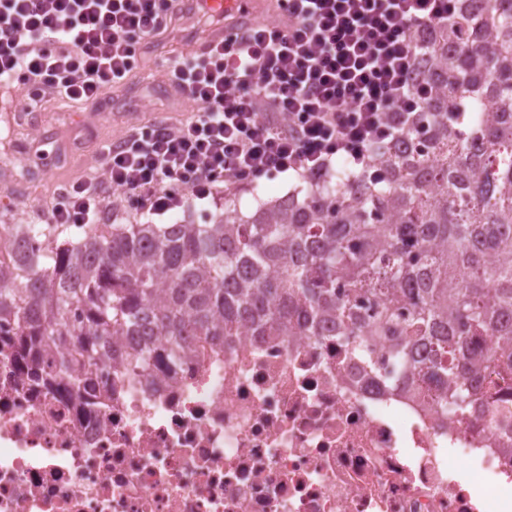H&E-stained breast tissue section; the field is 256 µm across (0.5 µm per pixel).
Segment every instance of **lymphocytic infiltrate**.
Listing matches in <instances>:
<instances>
[{
    "mask_svg": "<svg viewBox=\"0 0 512 512\" xmlns=\"http://www.w3.org/2000/svg\"><path fill=\"white\" fill-rule=\"evenodd\" d=\"M205 52L168 58L191 106L104 145L102 173L64 186L46 224H96L106 194L162 215L271 175L323 177L334 159L370 170L371 150L420 116L431 88L413 35L454 0H277ZM172 0H0V88L34 111L47 97L103 106L167 32Z\"/></svg>",
    "mask_w": 512,
    "mask_h": 512,
    "instance_id": "lymphocytic-infiltrate-1",
    "label": "lymphocytic infiltrate"
}]
</instances>
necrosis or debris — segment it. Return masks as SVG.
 Masks as SVG:
<instances>
[{
	"label": "necrosis or debris",
	"mask_w": 512,
	"mask_h": 512,
	"mask_svg": "<svg viewBox=\"0 0 512 512\" xmlns=\"http://www.w3.org/2000/svg\"><path fill=\"white\" fill-rule=\"evenodd\" d=\"M339 337L259 336L174 369L112 360L71 395L0 356V512H512V387L452 418Z\"/></svg>",
	"instance_id": "1"
}]
</instances>
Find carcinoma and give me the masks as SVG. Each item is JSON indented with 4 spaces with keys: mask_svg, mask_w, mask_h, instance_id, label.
<instances>
[{
    "mask_svg": "<svg viewBox=\"0 0 512 512\" xmlns=\"http://www.w3.org/2000/svg\"><path fill=\"white\" fill-rule=\"evenodd\" d=\"M484 2L416 41L437 60L432 95L373 148L378 181L338 165L283 204L244 213L226 196L207 224L12 225L0 319L28 380L46 383L51 347L71 389L87 388L71 365H95L124 330L167 337L172 364L185 336L214 348L248 323L284 336L320 317L366 365L364 337L389 342L392 382L430 377L454 416L496 398L512 383V356L485 343L512 341V0ZM464 344L494 374L480 392Z\"/></svg>",
    "mask_w": 512,
    "mask_h": 512,
    "instance_id": "cac0c4a2",
    "label": "carcinoma"
}]
</instances>
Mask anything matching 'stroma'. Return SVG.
<instances>
[{
    "mask_svg": "<svg viewBox=\"0 0 512 512\" xmlns=\"http://www.w3.org/2000/svg\"><path fill=\"white\" fill-rule=\"evenodd\" d=\"M192 33L188 27L147 44L143 49V74L134 75L124 87L113 90L101 110L50 99L39 111L25 112L12 101L0 99V154H14L17 143L30 139L31 129H38L40 134L41 161L27 154L16 162L17 168L29 171L37 184L34 208L47 209L61 184L85 175L97 146L120 138L128 126L157 113L184 118V103L168 88L161 62L172 50H188ZM301 183V175L287 172L238 188L235 194L246 212L255 208L258 200L286 195Z\"/></svg>",
    "mask_w": 512,
    "mask_h": 512,
    "instance_id": "obj_1",
    "label": "stroma"
}]
</instances>
